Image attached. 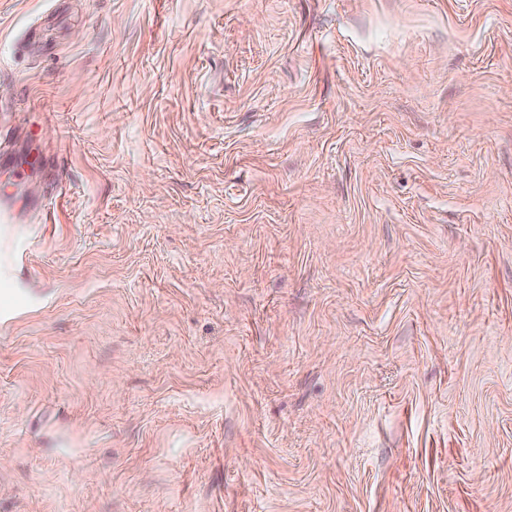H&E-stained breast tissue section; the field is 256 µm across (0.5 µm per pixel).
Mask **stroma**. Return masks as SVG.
<instances>
[{
    "instance_id": "35a3bbf8",
    "label": "stroma",
    "mask_w": 512,
    "mask_h": 512,
    "mask_svg": "<svg viewBox=\"0 0 512 512\" xmlns=\"http://www.w3.org/2000/svg\"><path fill=\"white\" fill-rule=\"evenodd\" d=\"M0 512H512V0H0Z\"/></svg>"
}]
</instances>
